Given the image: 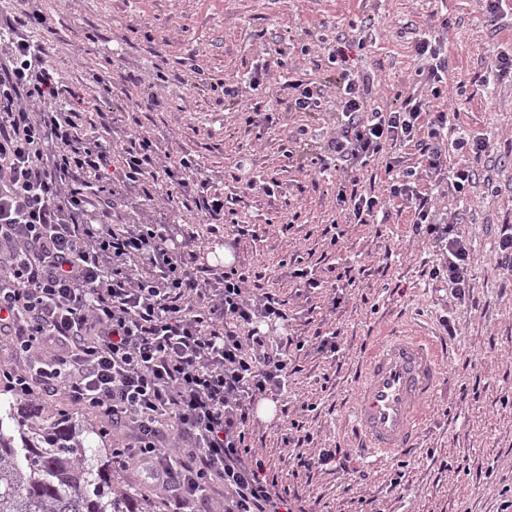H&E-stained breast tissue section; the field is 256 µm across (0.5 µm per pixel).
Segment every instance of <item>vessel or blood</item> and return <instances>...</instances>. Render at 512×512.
Segmentation results:
<instances>
[{"instance_id": "1", "label": "vessel or blood", "mask_w": 512, "mask_h": 512, "mask_svg": "<svg viewBox=\"0 0 512 512\" xmlns=\"http://www.w3.org/2000/svg\"><path fill=\"white\" fill-rule=\"evenodd\" d=\"M444 352L424 331L400 327L376 338L342 418L351 449L377 466L412 448L441 377Z\"/></svg>"}]
</instances>
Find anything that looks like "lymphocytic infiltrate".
I'll return each mask as SVG.
<instances>
[{
    "instance_id": "f902f5d3",
    "label": "lymphocytic infiltrate",
    "mask_w": 512,
    "mask_h": 512,
    "mask_svg": "<svg viewBox=\"0 0 512 512\" xmlns=\"http://www.w3.org/2000/svg\"><path fill=\"white\" fill-rule=\"evenodd\" d=\"M33 26L48 28L47 17L26 12L0 23V338L27 359L21 370L0 364V382L22 399L64 397L103 431L131 430L133 441L113 448L112 462L146 472L163 492L158 512H186L216 479L224 512H292L249 438L255 405L286 387L288 357L261 329L287 321L285 309L274 294L249 293L237 270L205 261L193 234L113 222L126 205L115 182L185 186L200 165L183 156L157 166L144 137L118 144L82 134L48 54L24 35ZM441 49L437 35L416 39V55L431 61L417 73L420 93L371 112L367 81L336 47L335 162L375 161L386 147L411 146L423 171L447 173L454 195H468L471 162L487 141L449 139L447 110L432 109L442 95ZM452 151L462 158L454 168ZM385 171L387 196L343 185L341 209L370 224L392 200L415 204L412 234L437 235L445 254L431 278L464 299V233L440 226L422 205L423 171Z\"/></svg>"
}]
</instances>
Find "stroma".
<instances>
[{"mask_svg":"<svg viewBox=\"0 0 512 512\" xmlns=\"http://www.w3.org/2000/svg\"><path fill=\"white\" fill-rule=\"evenodd\" d=\"M23 10L50 17L52 33L31 28L26 36L45 45L60 82L75 92L85 133L146 136L162 164L193 156L202 165L193 193L234 197L245 232L226 251L229 226L212 231L193 209L148 202L138 186L123 190L124 222L179 224L214 256L231 254L250 287L273 289L286 303L287 323L267 326L269 335L338 332L336 353L293 360L282 409L251 426L277 490L300 512H501L512 497V274L496 265L495 251L512 230V78L493 67L500 51L512 50V14L490 20L478 0H0V20ZM434 30L447 36L445 92L456 133L490 140L465 200L435 181L422 188L444 221L464 219L472 288L461 302L447 281L429 277L441 253L433 238H411L413 205L394 206L379 224L348 222L336 202L342 170H319L336 135L328 56L337 36L351 43L353 72L370 80L369 107L386 111L415 91L421 61L413 45ZM99 75L111 76V93H98ZM297 80L320 89L319 111H287ZM227 84L240 100L273 110V124L246 126L236 101L224 97ZM298 136L301 168L281 153ZM250 178L271 182V192L247 189ZM299 264L318 288L297 291ZM402 324L423 327L448 352L416 446L400 455L405 468L354 460L345 472L309 470L283 459L281 435L299 416L313 438L303 452L346 448L339 421L360 360L374 336ZM305 401L315 411L302 412Z\"/></svg>","mask_w":512,"mask_h":512,"instance_id":"35a3bbf8","label":"stroma"}]
</instances>
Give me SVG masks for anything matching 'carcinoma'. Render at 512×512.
<instances>
[{
	"label": "carcinoma",
	"mask_w": 512,
	"mask_h": 512,
	"mask_svg": "<svg viewBox=\"0 0 512 512\" xmlns=\"http://www.w3.org/2000/svg\"><path fill=\"white\" fill-rule=\"evenodd\" d=\"M0 416V512H144L130 492L112 489L59 409L36 423L18 402Z\"/></svg>",
	"instance_id": "obj_1"
}]
</instances>
